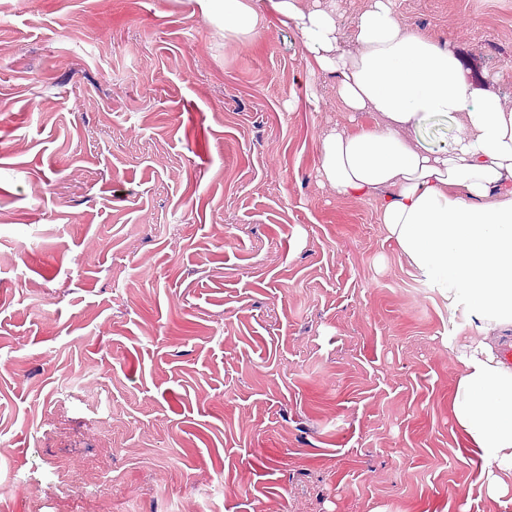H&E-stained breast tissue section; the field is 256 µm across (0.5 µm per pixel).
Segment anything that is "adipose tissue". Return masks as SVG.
<instances>
[{
    "label": "adipose tissue",
    "mask_w": 512,
    "mask_h": 512,
    "mask_svg": "<svg viewBox=\"0 0 512 512\" xmlns=\"http://www.w3.org/2000/svg\"><path fill=\"white\" fill-rule=\"evenodd\" d=\"M199 17L247 43L270 22L295 29L308 70L332 78L349 125L318 144L317 175L340 198L380 200L379 222L445 300L464 305L448 409L480 458L487 498L512 500V365L497 329L512 328V104L467 82L456 42L371 0L345 34L329 0H192ZM373 116L357 123L358 114ZM449 119L434 148L424 129ZM455 133L454 125L450 120H441L429 124L425 131L428 142L434 148L448 146Z\"/></svg>",
    "instance_id": "1"
}]
</instances>
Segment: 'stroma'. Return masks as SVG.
<instances>
[{
  "instance_id": "35a3bbf8",
  "label": "stroma",
  "mask_w": 512,
  "mask_h": 512,
  "mask_svg": "<svg viewBox=\"0 0 512 512\" xmlns=\"http://www.w3.org/2000/svg\"><path fill=\"white\" fill-rule=\"evenodd\" d=\"M512 100V0H394ZM299 36L188 0H0V512H512L448 411L441 298Z\"/></svg>"
}]
</instances>
